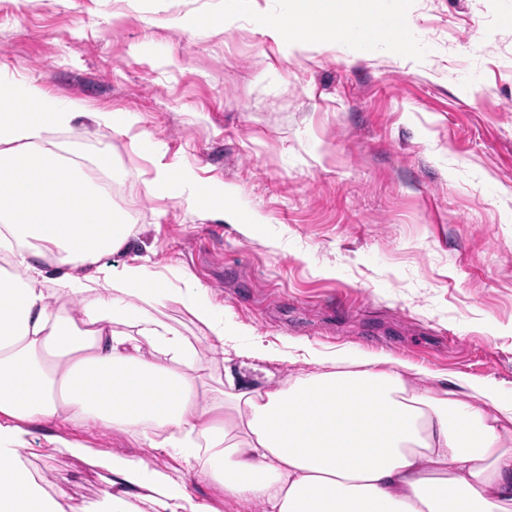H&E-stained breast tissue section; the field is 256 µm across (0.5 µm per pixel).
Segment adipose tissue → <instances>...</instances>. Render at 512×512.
Returning a JSON list of instances; mask_svg holds the SVG:
<instances>
[{
  "label": "adipose tissue",
  "mask_w": 512,
  "mask_h": 512,
  "mask_svg": "<svg viewBox=\"0 0 512 512\" xmlns=\"http://www.w3.org/2000/svg\"><path fill=\"white\" fill-rule=\"evenodd\" d=\"M293 2L304 36L324 39L374 18L377 0ZM78 118L36 83L0 81V512H61L21 461L36 427L56 421L180 449L225 499L264 512H512V400L495 384L439 375L421 391L391 356L310 350L308 372L270 387L245 372L267 347L226 333L205 285L106 263L133 227L47 139ZM144 187L194 197L191 174L159 161ZM50 281L80 295L81 322L52 309ZM168 302L208 329L225 363L216 384L160 317ZM98 464L112 474L109 512H201L183 475L121 455Z\"/></svg>",
  "instance_id": "obj_1"
}]
</instances>
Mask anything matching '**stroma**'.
Here are the masks:
<instances>
[{
    "label": "stroma",
    "instance_id": "1",
    "mask_svg": "<svg viewBox=\"0 0 512 512\" xmlns=\"http://www.w3.org/2000/svg\"><path fill=\"white\" fill-rule=\"evenodd\" d=\"M0 0V80H37L77 112L134 116L51 135L84 158L112 148V205L134 231L115 263L147 258L170 287L201 281L227 331L263 337L285 379L305 349L385 353L493 380L512 399V0H380L407 39L290 46L266 18L291 0ZM194 16L197 27L184 25ZM148 136L154 152L135 149ZM224 191L149 196L153 158ZM23 464L63 512H102L112 454L185 471L203 512L226 500L175 449L67 422Z\"/></svg>",
    "mask_w": 512,
    "mask_h": 512
}]
</instances>
